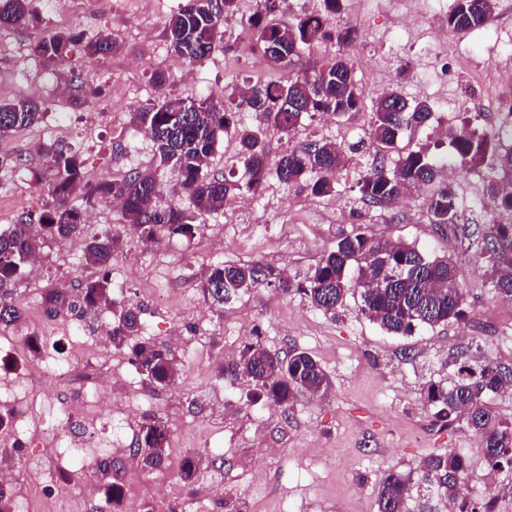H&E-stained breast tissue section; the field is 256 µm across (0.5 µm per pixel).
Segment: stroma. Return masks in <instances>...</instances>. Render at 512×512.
Listing matches in <instances>:
<instances>
[{
  "label": "stroma",
  "instance_id": "35a3bbf8",
  "mask_svg": "<svg viewBox=\"0 0 512 512\" xmlns=\"http://www.w3.org/2000/svg\"><path fill=\"white\" fill-rule=\"evenodd\" d=\"M160 2L155 9L143 7L142 0H37L39 23L0 26V100L29 97L44 112L38 124L0 139V152L10 159L0 168L1 229L21 213L42 211L50 203L53 172L41 149L54 142L58 126L70 129L68 144L82 157L86 182L151 169L162 185L163 204L189 208L176 171L158 165L134 113L166 97L204 95L219 102L261 77L284 83L294 74L312 73L335 51L333 44L322 43L303 49L291 63L268 62L254 34L245 31L244 18L258 10L257 0H241L238 15L224 24L223 44L208 60L193 64L171 49L163 33L169 16L186 0ZM342 5L335 22L357 33L346 52L367 106L328 123L305 118L290 135L271 131L265 137L273 160L312 140L356 146L336 175L335 192L316 197L304 184L285 186L271 177L246 205L224 207L193 236L168 238L167 251L143 246L129 234L112 259L113 268L128 273L126 292L115 304L138 308L142 336L166 345L170 328L181 330L180 344L173 345L178 373L170 387L142 383L127 350L101 344L95 317H80L70 333L30 310L20 324L0 326L2 338L25 326L60 352L74 342L88 346L85 369L108 375L115 384L112 410L95 435L98 454L108 453L114 435L137 437L147 418L167 419L171 435L165 454L199 459L198 512H377L387 471L415 483L424 459L448 452L467 459L469 481L485 473L478 439L461 424L439 429L425 397L429 384L447 382L448 357L460 349L476 347L512 366V302L493 297L482 268L467 260L456 265L471 319L409 336L387 333L351 298L327 313L303 294L263 285L219 310L200 290L203 269L217 262L258 261L288 269L291 281L304 280L339 236L359 226L375 238L412 244L427 255L458 252L456 243L429 223L420 200L403 197L382 207L361 203L356 182L376 157L363 129L370 123V102L385 87L432 104L451 96L458 102L455 112H433L426 124L404 130L399 140L405 152L435 144L440 153H449L438 121L459 126L489 108L501 91L490 76L512 73V0H497L486 27L457 34L439 30V44L458 63L443 80L433 71L435 53L422 37L425 21L411 16L405 0H342ZM64 29L82 32V42L71 46L64 64L44 65L32 54L34 44ZM102 34L112 36L119 51L86 57L85 41ZM156 71L166 77L163 86L150 79ZM483 186L482 171L458 168L453 187L462 203L461 222L490 224ZM85 218L86 234L72 237L68 249L39 275L27 270L12 281L7 287L12 296L26 294L34 277L40 287L69 291L98 278V269L82 261L85 237L121 227V213L107 201L86 207ZM213 235L223 236V250L208 247ZM170 279L180 282L181 291L153 303V288ZM255 340L273 353L294 347L309 352L330 378L327 394L301 395L287 409L275 407L233 371L243 346ZM180 476L170 468L136 470L124 485L125 497L143 505L154 502L162 486L181 489Z\"/></svg>",
  "mask_w": 512,
  "mask_h": 512
}]
</instances>
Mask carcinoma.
Masks as SVG:
<instances>
[{"mask_svg": "<svg viewBox=\"0 0 512 512\" xmlns=\"http://www.w3.org/2000/svg\"><path fill=\"white\" fill-rule=\"evenodd\" d=\"M323 7L301 15L291 26H280L271 16L279 0H262L263 9L250 15L246 24L254 31L262 54L274 64H284L299 51L315 43L334 42L348 46L356 33L348 27H332L330 20L340 12L341 0H322ZM495 0H453L443 23L450 33L477 28L491 15ZM239 0H187L165 24L164 34L172 49L191 63L207 59L224 40V19L237 13ZM39 21L35 0H0V25L29 26ZM79 34L58 32L50 41L40 42L33 53L49 66L65 63L71 44ZM119 49L108 35L89 40L85 55L97 58ZM365 92L356 79L352 59L338 51L312 74H301L287 83L247 85L241 94L233 93L220 103L201 95L196 98H165L135 114L143 134L152 143L154 157L161 166L174 167L181 176L182 189L189 195L193 211L186 213L174 205H160L162 187L149 171H130L121 177L94 184L83 182L82 160L77 152L52 143L45 147L54 169L49 193L54 204L45 211L23 213L5 230H0V285L21 274L29 259L40 253L49 239L71 238L83 231V207L107 200L122 206L124 223L135 227L145 245L164 237H187L195 225L224 209L230 191L239 185L222 173L206 167L214 151L216 134L233 130L238 141V157L248 175L245 188L257 191L271 175L287 186L303 183L316 197L335 192L334 175L346 166L348 157L331 140L310 142L292 148L277 160L269 159L263 131L288 135L305 116L329 112L342 116L358 112ZM260 113L261 128H239L235 115L243 105ZM43 115L33 99L22 97L0 100V138L31 127ZM431 116L425 101L413 104L391 89L373 104L371 122L377 147L376 160L357 182L360 201L383 206L398 199L408 188L436 182L428 198L429 223L442 234L460 243L464 255L484 264V274L492 293L512 301V192L503 189V179L512 175V148L501 145L502 138L479 128L450 137L452 157L469 168L484 171L486 199L493 212L510 219L495 221L491 228L459 223L460 200L454 188L441 180V160L430 147L402 152L398 141L402 132L422 124ZM397 155L387 163L386 156ZM80 194L81 204L70 197ZM123 246L120 235L86 241L85 258L102 271L101 277L87 282L76 294L59 288L43 290L46 314H85L112 305L110 267L112 257ZM275 286L284 294L297 290L310 303L333 312L348 295L359 294L360 311L390 334L408 336L417 329L433 328L450 321L469 318L467 292L458 282L453 256H426L412 244L375 239L365 230L342 236L336 247L326 252L314 271L297 284L276 276L260 262L215 263L208 267L200 290L213 305L224 306L232 296L258 285ZM22 319L10 294L0 293V325ZM141 324L136 308L128 306L112 323L110 342L116 348L132 344V363L149 386L167 387L174 382L177 359L171 348L149 341L131 343L139 336ZM454 366L448 384L432 383L426 399L435 408V422L441 427L463 423L479 438L484 460L495 473L512 472V422L498 417L487 405V398L512 387V367L490 358L473 360L468 351L451 357ZM235 372L263 389L279 407L299 393L323 394L331 386L329 376L307 352L294 348L280 357L268 352L260 341L241 351ZM171 430L168 420L150 417L136 440L139 463L148 471L163 468V445ZM466 459L457 454L435 455L423 462L429 485L454 506V512H500L497 500L488 498L472 503L463 496L467 480ZM117 462L103 457L96 462L95 476L105 495L92 506V512H114L121 501L113 482ZM410 487L399 474L388 473L378 493V512H409Z\"/></svg>", "mask_w": 512, "mask_h": 512, "instance_id": "carcinoma-1", "label": "carcinoma"}]
</instances>
